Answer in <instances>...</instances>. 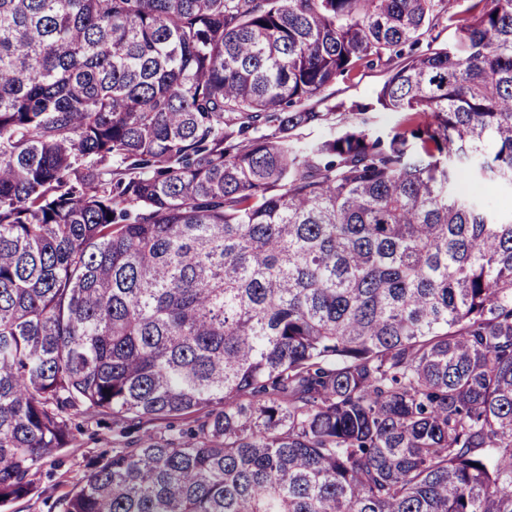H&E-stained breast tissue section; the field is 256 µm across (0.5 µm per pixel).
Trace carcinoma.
<instances>
[{
    "label": "carcinoma",
    "instance_id": "1",
    "mask_svg": "<svg viewBox=\"0 0 512 512\" xmlns=\"http://www.w3.org/2000/svg\"><path fill=\"white\" fill-rule=\"evenodd\" d=\"M509 190L512 0H0V507L512 512ZM384 73L377 66L362 69L351 79H338L327 91L330 100L328 104L344 101L347 104L353 101L368 102L373 97L375 87L382 81ZM367 119L368 127L376 134L387 133L401 120L402 114L396 112L375 111L363 115ZM73 427L75 443L42 459L30 477L33 492L2 507V512H59L56 502L89 471L88 463L105 453H112V448H120L123 444L124 439L112 434V428L92 426L87 429L80 418L75 420Z\"/></svg>",
    "mask_w": 512,
    "mask_h": 512
}]
</instances>
